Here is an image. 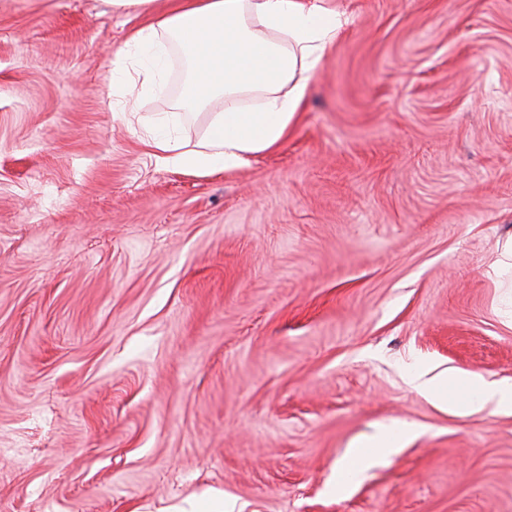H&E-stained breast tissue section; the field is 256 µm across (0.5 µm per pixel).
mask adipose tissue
Masks as SVG:
<instances>
[{
    "label": "adipose tissue",
    "instance_id": "adipose-tissue-1",
    "mask_svg": "<svg viewBox=\"0 0 512 512\" xmlns=\"http://www.w3.org/2000/svg\"><path fill=\"white\" fill-rule=\"evenodd\" d=\"M113 9L147 16L117 55L113 82L134 77L154 84L173 48L189 62L183 100L195 109L219 105L207 135L188 144L177 134L178 117L150 136L157 160L207 171L234 169L285 137L311 79L349 19L326 0H170L169 11L151 19L154 0H111ZM253 106H243V99ZM470 394L454 403L461 415L512 411V386L466 376Z\"/></svg>",
    "mask_w": 512,
    "mask_h": 512
}]
</instances>
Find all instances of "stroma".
<instances>
[{"instance_id":"35a3bbf8","label":"stroma","mask_w":512,"mask_h":512,"mask_svg":"<svg viewBox=\"0 0 512 512\" xmlns=\"http://www.w3.org/2000/svg\"><path fill=\"white\" fill-rule=\"evenodd\" d=\"M287 137L194 173L112 85L137 17L0 0V512H512V0H328ZM416 434L356 477L386 428ZM461 380L473 391L462 401L453 403V410L469 415L484 410L492 413L512 411V386L488 382L482 376L470 374Z\"/></svg>"}]
</instances>
